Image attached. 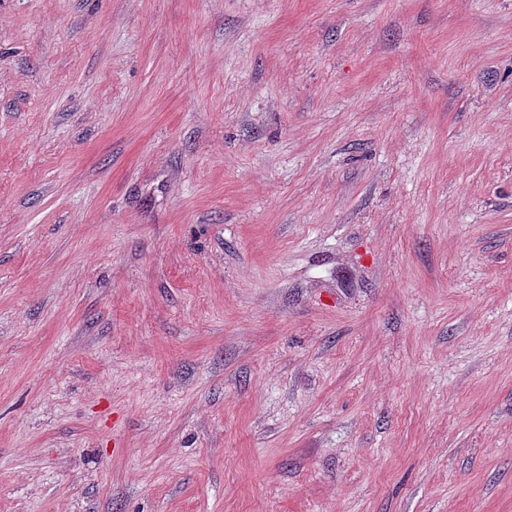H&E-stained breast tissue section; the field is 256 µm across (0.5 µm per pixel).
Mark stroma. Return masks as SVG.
<instances>
[{"mask_svg":"<svg viewBox=\"0 0 512 512\" xmlns=\"http://www.w3.org/2000/svg\"><path fill=\"white\" fill-rule=\"evenodd\" d=\"M0 512H512V0H0Z\"/></svg>","mask_w":512,"mask_h":512,"instance_id":"35a3bbf8","label":"stroma"}]
</instances>
